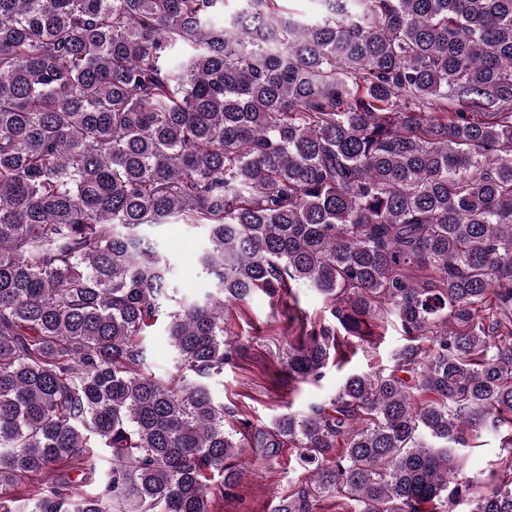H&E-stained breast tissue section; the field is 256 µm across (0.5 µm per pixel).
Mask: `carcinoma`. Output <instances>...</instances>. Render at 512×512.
I'll return each instance as SVG.
<instances>
[{
	"label": "carcinoma",
	"instance_id": "obj_1",
	"mask_svg": "<svg viewBox=\"0 0 512 512\" xmlns=\"http://www.w3.org/2000/svg\"><path fill=\"white\" fill-rule=\"evenodd\" d=\"M281 2L0 0V512H212L244 448L310 466L277 512H512V0ZM175 218L214 286L167 313L166 379L146 229ZM259 292L295 380L391 319L407 344L327 407L228 426L224 309ZM487 428L507 455L476 483ZM299 300V307L315 322H330L334 319L331 316L330 305H328L323 297L311 288H298L295 290ZM147 370L160 378H167L175 366V354L164 332V325L158 323L144 339Z\"/></svg>",
	"mask_w": 512,
	"mask_h": 512
}]
</instances>
